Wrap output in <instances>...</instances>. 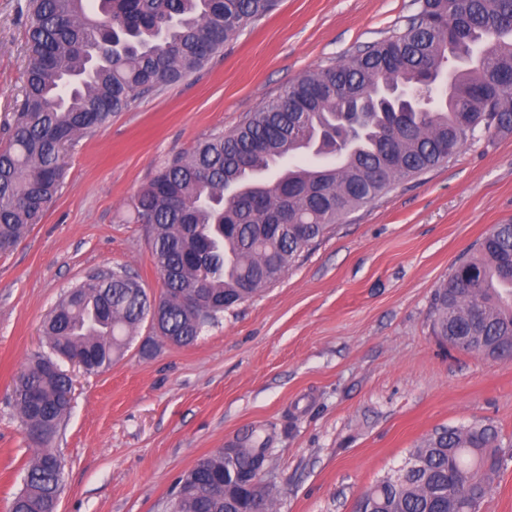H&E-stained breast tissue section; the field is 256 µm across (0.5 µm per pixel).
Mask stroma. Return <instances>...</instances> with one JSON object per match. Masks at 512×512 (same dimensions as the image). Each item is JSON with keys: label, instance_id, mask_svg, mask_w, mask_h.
I'll use <instances>...</instances> for the list:
<instances>
[{"label": "stroma", "instance_id": "stroma-1", "mask_svg": "<svg viewBox=\"0 0 512 512\" xmlns=\"http://www.w3.org/2000/svg\"><path fill=\"white\" fill-rule=\"evenodd\" d=\"M20 0H0V147L29 63ZM416 0H278L202 69L136 99L75 140L55 201L0 255V512L34 454L13 379L49 354L42 323L98 269L162 288L131 197L168 160L234 130L303 74L403 28ZM512 221V133L464 146L349 214L275 284L225 310L190 346L141 325L126 356L89 374L61 361L71 409L52 442L65 460L57 512H170L176 481L231 443L257 440L275 512H354L441 427L496 428L504 456L478 512H512V361L434 336L435 288L494 225Z\"/></svg>", "mask_w": 512, "mask_h": 512}]
</instances>
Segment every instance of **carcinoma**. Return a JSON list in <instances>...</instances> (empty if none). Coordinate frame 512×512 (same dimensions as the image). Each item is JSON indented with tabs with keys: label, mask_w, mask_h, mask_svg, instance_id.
<instances>
[{
	"label": "carcinoma",
	"mask_w": 512,
	"mask_h": 512,
	"mask_svg": "<svg viewBox=\"0 0 512 512\" xmlns=\"http://www.w3.org/2000/svg\"><path fill=\"white\" fill-rule=\"evenodd\" d=\"M276 0H27L30 42L20 109L0 149V254L43 216L64 177L63 152L127 109L200 70ZM116 47L99 53L103 28ZM448 79V98L434 74ZM512 0H418L401 31L312 70L229 134L213 135L160 168L129 206L148 228L163 284L149 298L124 266L69 288L43 323L53 356L37 355L13 383L21 423L42 447L28 464L13 512H56L61 457L46 445L71 408L58 357L86 371L112 366L132 333L161 316L155 336L197 341L217 316L281 279L312 243L401 180L448 162L482 135L512 132ZM416 83L427 103L375 87ZM363 113L354 142L332 136ZM438 337L474 336L458 350L512 347V222L497 224L435 290ZM267 448L200 458L177 484L172 512H272L259 473ZM502 467L487 425L442 427L409 451L395 475L369 487L356 512H477ZM234 474L215 495L208 476Z\"/></svg>",
	"instance_id": "carcinoma-1"
}]
</instances>
